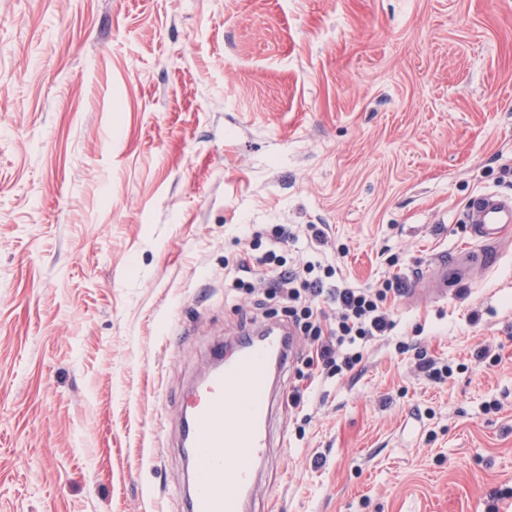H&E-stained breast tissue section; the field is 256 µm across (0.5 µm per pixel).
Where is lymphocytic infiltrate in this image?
I'll use <instances>...</instances> for the list:
<instances>
[{
    "mask_svg": "<svg viewBox=\"0 0 512 512\" xmlns=\"http://www.w3.org/2000/svg\"><path fill=\"white\" fill-rule=\"evenodd\" d=\"M237 265L242 274L238 287L287 301L289 316L312 341L307 365L318 364L339 373L353 370L362 360L357 344L386 335L397 326L387 300L405 292L404 281H391L383 288L341 287L314 276L315 264L310 260L271 278L256 279L250 275L254 262L248 253L240 256ZM324 299L335 302V321H326L320 305Z\"/></svg>",
    "mask_w": 512,
    "mask_h": 512,
    "instance_id": "obj_1",
    "label": "lymphocytic infiltrate"
}]
</instances>
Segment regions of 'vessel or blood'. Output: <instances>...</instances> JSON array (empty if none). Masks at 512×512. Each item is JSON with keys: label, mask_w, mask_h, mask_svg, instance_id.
I'll return each mask as SVG.
<instances>
[{"label": "vessel or blood", "mask_w": 512, "mask_h": 512, "mask_svg": "<svg viewBox=\"0 0 512 512\" xmlns=\"http://www.w3.org/2000/svg\"><path fill=\"white\" fill-rule=\"evenodd\" d=\"M465 222L475 242L473 249L439 257L436 274L422 283L427 292L446 296L447 285L439 272L464 263H491L494 249L512 231V195L474 196ZM213 360L217 369L195 387L182 407V450L189 458L183 478L184 509L245 512L269 446L272 401L267 369L284 370L292 364L293 338L280 326L260 342L247 334L235 352H216Z\"/></svg>", "instance_id": "b4317fda"}]
</instances>
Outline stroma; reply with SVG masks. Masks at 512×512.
Returning <instances> with one entry per match:
<instances>
[{
	"mask_svg": "<svg viewBox=\"0 0 512 512\" xmlns=\"http://www.w3.org/2000/svg\"><path fill=\"white\" fill-rule=\"evenodd\" d=\"M484 192L512 194V0H0V512H181L182 396L288 320L239 254L412 285ZM395 314L354 370L279 378L247 512L512 502V244Z\"/></svg>",
	"mask_w": 512,
	"mask_h": 512,
	"instance_id": "obj_1",
	"label": "stroma"
}]
</instances>
